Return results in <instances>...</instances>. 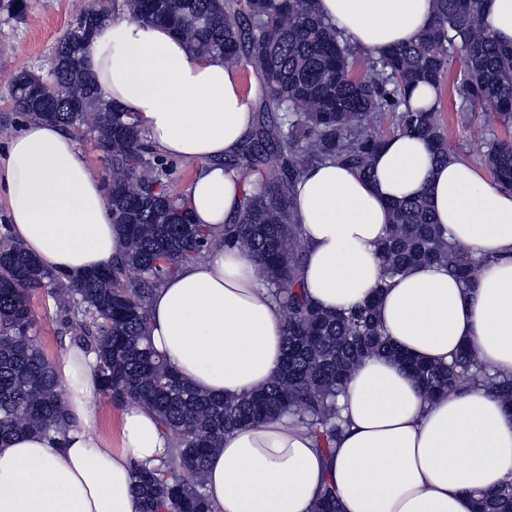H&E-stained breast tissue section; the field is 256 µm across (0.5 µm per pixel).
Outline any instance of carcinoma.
<instances>
[{
	"mask_svg": "<svg viewBox=\"0 0 512 512\" xmlns=\"http://www.w3.org/2000/svg\"><path fill=\"white\" fill-rule=\"evenodd\" d=\"M116 2L91 0L59 38L50 98L30 94L43 80L37 71L22 70L9 83L17 118L87 126L95 134L124 247L111 267L68 276L43 269L13 240L9 225H0V441L67 424L59 383L30 334L32 292L40 288L54 301L64 333L97 353L102 393L117 405L153 410L172 436L168 455L137 473L141 512H212L203 481L208 458L242 426L289 418L332 453L342 433L337 397L367 356L398 361L429 398L482 380L512 409V378L488 374L471 350L446 365L422 361L384 334L373 302L336 312L315 305L300 283L305 245L293 203L296 183L315 164L335 161L370 176L390 135L419 137L435 162L448 161L441 104L413 110L406 97L420 83L441 90L457 49L460 111L512 125V47L491 34L484 0H433L432 26L413 43L362 59L359 76L354 50L314 0H124L135 18L170 26L192 49L220 55L234 68L247 60L261 76L258 119L241 151L224 159V170L247 184L238 217L224 225V246L251 250L264 267L266 287L284 309L285 347L266 387L231 397L196 390L149 343L154 289L179 266L203 258L215 233L192 223L186 195L169 186L171 166L153 155L137 122L100 96L84 69L94 31L83 25L91 14L110 18ZM71 89L85 111L71 109ZM386 115L388 136L376 130ZM483 159L495 182L512 192V141L485 144ZM378 253L384 282L424 264L447 268L469 287L477 281V262L448 238L423 196L392 204ZM313 512H341L332 485ZM475 512H512V482L478 494Z\"/></svg>",
	"mask_w": 512,
	"mask_h": 512,
	"instance_id": "1",
	"label": "carcinoma"
}]
</instances>
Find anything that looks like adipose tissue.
I'll return each mask as SVG.
<instances>
[{
	"mask_svg": "<svg viewBox=\"0 0 512 512\" xmlns=\"http://www.w3.org/2000/svg\"><path fill=\"white\" fill-rule=\"evenodd\" d=\"M315 5L352 48L376 58L416 41L434 20L433 0ZM84 67L104 100L138 120L156 155L191 164L192 220L215 231L203 259L155 289L153 347L201 392L265 387L282 364L284 316L254 254L224 245V224L244 192L224 158L253 122L237 71L122 8L98 28ZM372 168L365 178L329 161L297 183L307 295L329 311L377 298L384 333L404 350L447 363L467 346L488 370L512 377V192L463 160L434 163L428 145L407 136L389 139ZM0 192L12 237L47 270L81 274L123 250L101 173L58 124L31 120L9 140ZM418 195L477 259L475 288L437 265L382 283L378 246L390 204ZM52 367L68 423L58 434L21 432L0 445V512H140L137 471L158 464L170 435L153 411L129 405L118 447L105 444L95 353L71 342ZM339 407L345 429L328 457L285 421L226 434L204 475L213 512H312L328 482L342 512H475L476 494L512 481V411L482 385L431 400L397 362L371 356L349 374Z\"/></svg>",
	"mask_w": 512,
	"mask_h": 512,
	"instance_id": "adipose-tissue-1",
	"label": "adipose tissue"
}]
</instances>
